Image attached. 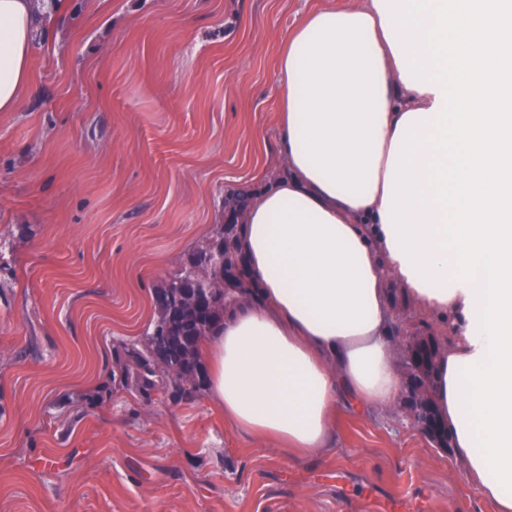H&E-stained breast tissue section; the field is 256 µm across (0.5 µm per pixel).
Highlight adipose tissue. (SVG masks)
Instances as JSON below:
<instances>
[{"label":"adipose tissue","mask_w":512,"mask_h":512,"mask_svg":"<svg viewBox=\"0 0 512 512\" xmlns=\"http://www.w3.org/2000/svg\"><path fill=\"white\" fill-rule=\"evenodd\" d=\"M0 0V112L32 89L39 13ZM283 172L243 217L260 304L206 346L208 399L308 456L339 401L400 380L393 295L447 318L432 400L465 475L512 512V0L307 10L277 59Z\"/></svg>","instance_id":"1"}]
</instances>
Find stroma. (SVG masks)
Wrapping results in <instances>:
<instances>
[{
  "label": "stroma",
  "mask_w": 512,
  "mask_h": 512,
  "mask_svg": "<svg viewBox=\"0 0 512 512\" xmlns=\"http://www.w3.org/2000/svg\"><path fill=\"white\" fill-rule=\"evenodd\" d=\"M312 0H61L0 112V512H495L403 411L336 409L297 458L207 397L112 387L117 342L277 171V55ZM396 349L448 342L395 303Z\"/></svg>",
  "instance_id": "1"
}]
</instances>
